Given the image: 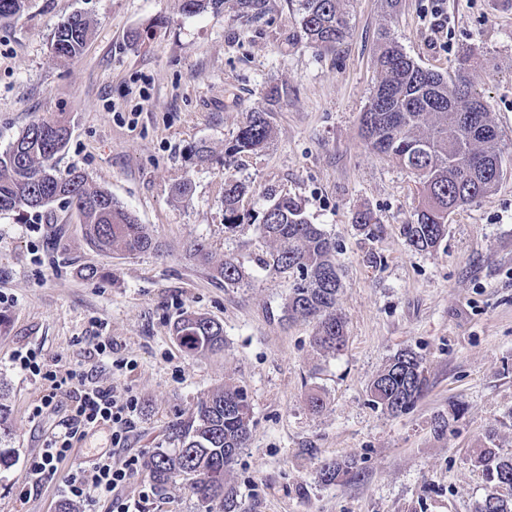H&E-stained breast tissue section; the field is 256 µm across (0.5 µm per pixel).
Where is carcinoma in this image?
<instances>
[{
	"instance_id": "1",
	"label": "carcinoma",
	"mask_w": 512,
	"mask_h": 512,
	"mask_svg": "<svg viewBox=\"0 0 512 512\" xmlns=\"http://www.w3.org/2000/svg\"><path fill=\"white\" fill-rule=\"evenodd\" d=\"M25 0H0V24L20 17ZM224 8V0H182V10L199 13ZM301 30L310 44L332 49L343 38L346 19L338 0H300ZM92 35L91 21L75 13L55 30L51 45L62 62L77 59ZM377 87L387 94L388 112L376 111L370 102L361 119L366 139L378 138L380 153L390 157L412 174L419 185L421 202L416 220L403 225L408 244L420 251L435 248L447 235L448 224L435 218L434 210L446 214L471 205L493 191L499 183L503 149L489 113L458 112L456 104L474 97L467 80L448 81L422 68L393 40L384 38L374 58ZM69 121L60 112L30 123L16 140L0 152V211L40 209L59 196L73 207L91 247L101 251L121 250L137 254L160 249L148 227L138 222L108 191L91 183L76 169L61 175L54 157L66 147L61 133ZM273 138L266 113H249L239 128L232 152L263 150ZM428 141L431 153L416 151L413 145ZM250 186L231 177L224 179V228L232 230L244 222L240 206ZM256 229L274 245L263 263L278 272H289L293 284L285 303L290 318H311L316 327V348L338 354L347 342L346 320L337 308L341 287L336 264V245L315 224L304 217L302 205L288 195L270 201L261 211ZM198 262L213 265L216 276L226 285L244 283L248 275L233 258L212 264L207 244L196 240L189 245ZM174 333L191 352L219 349L224 329L213 319L187 312L174 326ZM426 377L419 356L410 349L394 354L369 386L375 405L396 416L421 397ZM0 387V465L10 464L15 449L8 447L12 436L10 411ZM251 423L247 394L226 385L197 401L187 424L171 429L179 447L158 448L146 461L151 479L164 488L174 478L197 499L204 512L219 505L222 512H239L232 489L226 487L225 472L239 451L246 447ZM474 462L483 467L489 490L476 512H512V499L495 488L512 484V454H503L490 438L477 449ZM352 464L325 462L320 468L322 482L331 484L347 474Z\"/></svg>"
}]
</instances>
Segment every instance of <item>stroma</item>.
Wrapping results in <instances>:
<instances>
[{"label":"stroma","instance_id":"obj_1","mask_svg":"<svg viewBox=\"0 0 512 512\" xmlns=\"http://www.w3.org/2000/svg\"><path fill=\"white\" fill-rule=\"evenodd\" d=\"M234 2L188 14L181 0H27L19 19L0 24V151L35 118L67 113L57 169L84 172L162 244L138 255L95 251L61 201L0 212V383L16 450L0 468V512H61L70 470L62 463L55 482L27 488L30 460L71 406L61 397L31 418L42 388L13 355L39 347L48 364L97 367L101 336L125 366L99 369V381L140 404L112 459L139 458L123 496L143 512H200L181 480L152 490L145 463L169 447V426L227 384L246 390L253 409L248 445L228 473L243 512H475L488 490L477 448L491 436L512 453V0H444L440 34L433 0H401L392 19L385 0H339L348 30L333 49L308 44L298 0H265L256 18ZM74 13L93 33L79 59L64 63L50 39ZM385 29L421 67L447 77L474 53L471 90L507 146L498 186L451 213L428 252L402 233L418 209L413 176L360 134ZM260 109L271 144L227 156ZM200 143L212 150L203 164L189 158ZM228 176L251 187L242 212L286 194L335 241L348 336L340 354L314 347L313 320L287 317L292 279L261 265L270 247L254 225L225 229ZM184 180L191 193L182 203L172 188ZM364 210L369 232L355 222ZM197 239L215 260L241 263L247 284L225 285L190 260ZM86 266L97 276L81 277ZM186 310L223 326L221 350L181 345L173 324ZM405 348L422 357L426 386L395 417L374 405L369 385ZM314 394L323 409L310 408ZM347 460L350 475L321 482L322 463Z\"/></svg>","mask_w":512,"mask_h":512}]
</instances>
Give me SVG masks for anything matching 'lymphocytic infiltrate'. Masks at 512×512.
I'll list each match as a JSON object with an SVG mask.
<instances>
[{
  "label": "lymphocytic infiltrate",
  "instance_id": "lymphocytic-infiltrate-1",
  "mask_svg": "<svg viewBox=\"0 0 512 512\" xmlns=\"http://www.w3.org/2000/svg\"><path fill=\"white\" fill-rule=\"evenodd\" d=\"M13 364L24 375L38 379L43 395L31 410L32 418L42 416L58 396L71 402V417L63 429L47 437L40 456L28 465L29 483L38 487L53 481L61 462L69 460L78 444L101 427H109L113 446H120L138 415L134 396H117L113 388L100 384L92 371L82 367L59 369L47 363L41 350L18 353ZM132 463L115 464L111 452L98 454L87 465L72 467L63 486L66 501L93 506L107 502L109 512H142L137 502L121 496V490L133 473Z\"/></svg>",
  "mask_w": 512,
  "mask_h": 512
}]
</instances>
